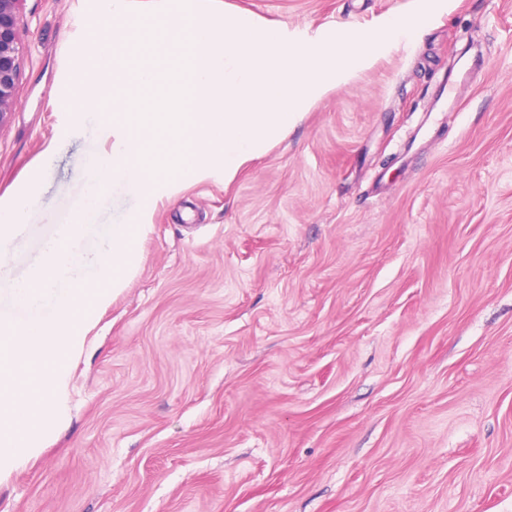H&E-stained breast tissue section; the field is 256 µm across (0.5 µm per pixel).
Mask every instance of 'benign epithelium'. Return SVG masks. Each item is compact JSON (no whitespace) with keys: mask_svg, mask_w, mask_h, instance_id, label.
<instances>
[{"mask_svg":"<svg viewBox=\"0 0 512 512\" xmlns=\"http://www.w3.org/2000/svg\"><path fill=\"white\" fill-rule=\"evenodd\" d=\"M22 0H0V121L12 111L25 52L19 37L24 26Z\"/></svg>","mask_w":512,"mask_h":512,"instance_id":"obj_1","label":"benign epithelium"}]
</instances>
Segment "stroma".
Returning <instances> with one entry per match:
<instances>
[{
  "instance_id": "obj_1",
  "label": "stroma",
  "mask_w": 512,
  "mask_h": 512,
  "mask_svg": "<svg viewBox=\"0 0 512 512\" xmlns=\"http://www.w3.org/2000/svg\"><path fill=\"white\" fill-rule=\"evenodd\" d=\"M223 3L299 43L412 8ZM23 14L0 198L36 200L5 280L42 261L107 147V113L69 109L97 0ZM144 209L137 270L0 512H512V0H448L233 182L106 186L86 250Z\"/></svg>"
}]
</instances>
